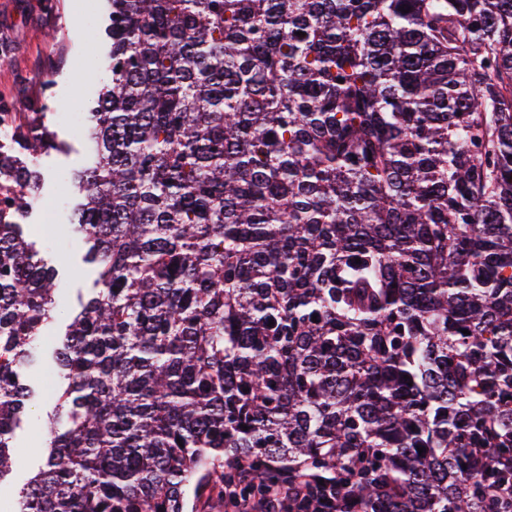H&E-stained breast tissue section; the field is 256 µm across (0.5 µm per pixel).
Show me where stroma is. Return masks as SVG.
Instances as JSON below:
<instances>
[{"label":"stroma","instance_id":"1","mask_svg":"<svg viewBox=\"0 0 512 512\" xmlns=\"http://www.w3.org/2000/svg\"><path fill=\"white\" fill-rule=\"evenodd\" d=\"M108 11L107 0H0V103H12L18 112L35 111L43 95L34 79L36 71L49 68L57 75L51 91L52 128L64 148L40 160L42 181L29 217L33 224L61 227L36 241L41 256L65 272L56 318L46 329L50 336L63 333L96 278L94 268L81 262L87 251L84 240L63 229L78 200L74 173L93 156L91 143L66 115L90 110L109 79L103 34ZM50 410L49 402L36 398L17 431L14 465L0 479V507L5 512H17L19 491L38 470Z\"/></svg>","mask_w":512,"mask_h":512}]
</instances>
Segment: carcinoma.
<instances>
[{
    "label": "carcinoma",
    "mask_w": 512,
    "mask_h": 512,
    "mask_svg": "<svg viewBox=\"0 0 512 512\" xmlns=\"http://www.w3.org/2000/svg\"><path fill=\"white\" fill-rule=\"evenodd\" d=\"M109 4L98 272L19 512H198L227 461L336 512H512V0ZM7 120L0 478L58 293L18 158L61 148Z\"/></svg>",
    "instance_id": "cac0c4a2"
}]
</instances>
